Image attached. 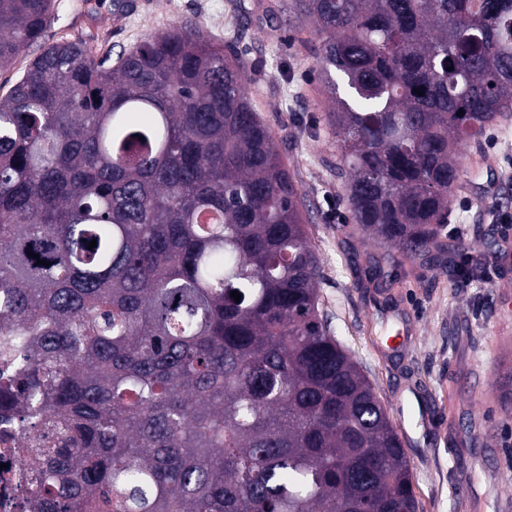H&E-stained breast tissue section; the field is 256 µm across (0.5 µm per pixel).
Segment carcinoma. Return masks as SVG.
Returning a JSON list of instances; mask_svg holds the SVG:
<instances>
[{
  "instance_id": "obj_1",
  "label": "carcinoma",
  "mask_w": 512,
  "mask_h": 512,
  "mask_svg": "<svg viewBox=\"0 0 512 512\" xmlns=\"http://www.w3.org/2000/svg\"><path fill=\"white\" fill-rule=\"evenodd\" d=\"M293 10L372 278L453 264L462 146L512 110V0ZM56 12L0 0V70ZM244 83L236 46L174 26L116 55L61 39L0 97V411L37 432L13 449L26 512H418Z\"/></svg>"
}]
</instances>
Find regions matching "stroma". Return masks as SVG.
Returning <instances> with one entry per match:
<instances>
[{"label":"stroma","mask_w":512,"mask_h":512,"mask_svg":"<svg viewBox=\"0 0 512 512\" xmlns=\"http://www.w3.org/2000/svg\"><path fill=\"white\" fill-rule=\"evenodd\" d=\"M278 0H57V18L40 44L0 73L9 89L44 46L81 31L101 51L119 52L173 25L212 43L238 38L252 68L247 90L272 130L304 198V217L321 262L320 303L331 332L359 362L385 404L413 473L419 512H512V245L496 219L512 212V116L494 124L470 156L499 166L494 195L481 178L458 192L450 226L469 255L496 254L492 281L459 280L448 269L405 266L392 290L369 287L357 253L372 249L351 219L336 140L312 53L311 23L278 12Z\"/></svg>","instance_id":"1"}]
</instances>
